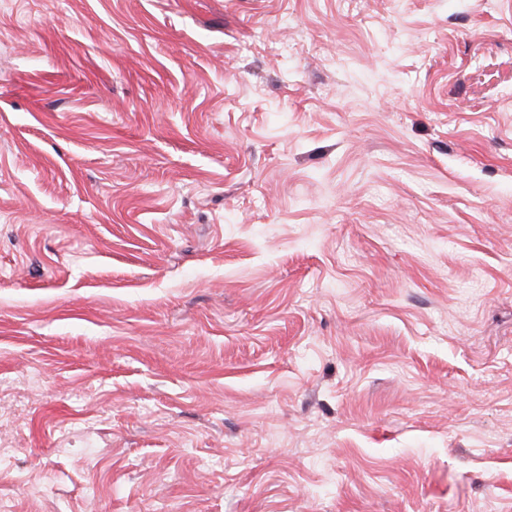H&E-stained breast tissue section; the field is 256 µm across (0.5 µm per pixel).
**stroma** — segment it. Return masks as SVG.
Segmentation results:
<instances>
[{
  "mask_svg": "<svg viewBox=\"0 0 512 512\" xmlns=\"http://www.w3.org/2000/svg\"><path fill=\"white\" fill-rule=\"evenodd\" d=\"M0 512H512V0H0Z\"/></svg>",
  "mask_w": 512,
  "mask_h": 512,
  "instance_id": "35a3bbf8",
  "label": "stroma"
}]
</instances>
